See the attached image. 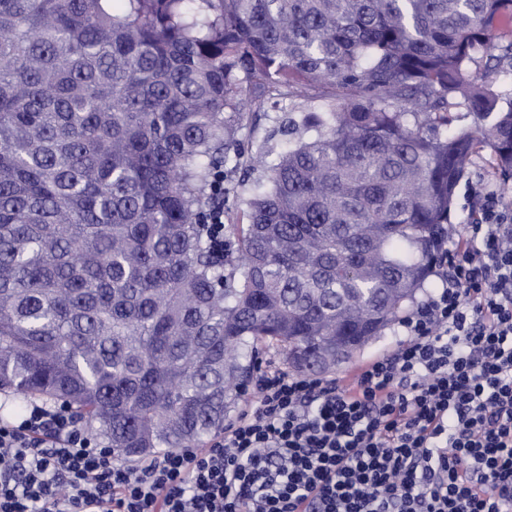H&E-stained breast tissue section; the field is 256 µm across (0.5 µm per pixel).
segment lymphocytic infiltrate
Here are the masks:
<instances>
[{
    "mask_svg": "<svg viewBox=\"0 0 512 512\" xmlns=\"http://www.w3.org/2000/svg\"><path fill=\"white\" fill-rule=\"evenodd\" d=\"M469 204L392 348L340 378L267 367L204 447L130 467L68 405L0 418V512H512V205Z\"/></svg>",
    "mask_w": 512,
    "mask_h": 512,
    "instance_id": "1",
    "label": "lymphocytic infiltrate"
}]
</instances>
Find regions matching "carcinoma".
Returning a JSON list of instances; mask_svg holds the SVG:
<instances>
[{
	"label": "carcinoma",
	"instance_id": "obj_1",
	"mask_svg": "<svg viewBox=\"0 0 512 512\" xmlns=\"http://www.w3.org/2000/svg\"><path fill=\"white\" fill-rule=\"evenodd\" d=\"M504 61L512 0H0V393L138 461L223 431L261 347L336 369L415 299L473 157L512 179ZM274 96L323 108L270 159Z\"/></svg>",
	"mask_w": 512,
	"mask_h": 512
}]
</instances>
